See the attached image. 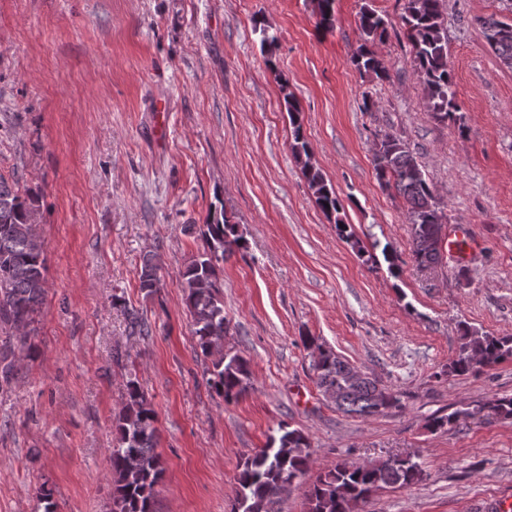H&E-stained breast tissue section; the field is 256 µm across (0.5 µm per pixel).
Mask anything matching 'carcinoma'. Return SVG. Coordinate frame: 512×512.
Returning <instances> with one entry per match:
<instances>
[{"label": "carcinoma", "mask_w": 512, "mask_h": 512, "mask_svg": "<svg viewBox=\"0 0 512 512\" xmlns=\"http://www.w3.org/2000/svg\"><path fill=\"white\" fill-rule=\"evenodd\" d=\"M444 0H406L402 21L412 47L414 72L423 85L425 108L437 120L446 121L460 111L453 90V73L448 64V39L444 33ZM334 0H315L319 24L331 28ZM486 44L512 68V21L493 16L480 20ZM361 44L352 57L355 68L379 80L390 78L383 58L374 50L387 36V22L364 5L359 17ZM283 102L293 126L294 155L313 192L316 203L328 215L340 210L336 191L312 157L302 134L301 110L288 82L281 81ZM372 162L381 188L393 189L407 206L411 226V255L421 269L443 262L444 209L423 166L408 143L394 133L377 138ZM205 247L194 255L182 272L185 302L192 317L193 335L201 354L212 358V382L217 392L230 401L248 388L249 361L238 353H224L229 321L224 316L220 262L224 255L241 247L236 225L229 223L224 209H214L199 228ZM35 224L32 199L22 192L19 180L0 174V324L15 331L0 340V358L15 354L29 336L28 327L45 293L46 248ZM159 267L154 258L144 260L140 288L151 295L159 287ZM462 340L459 353L448 364V373L465 375L495 366L512 358V337L495 336L459 323ZM129 328L134 335L148 336L151 326L133 310ZM304 346L316 350L313 361L316 384L322 393L341 397L336 409L368 418L401 408L400 399L373 377L357 385L347 384L350 364L318 343L314 336L302 337ZM128 400L115 415L119 446L112 449L113 512H153L155 488L164 468L155 453L156 414L135 382L127 383ZM489 411L512 418V397L491 400L464 413L474 416ZM311 443L303 431L278 424V436L248 455L237 478L231 512H277V504L292 482L310 470ZM424 479L421 463L411 455L399 456L358 467L344 461L308 484V512H356L360 502L384 486L410 487Z\"/></svg>", "instance_id": "obj_1"}]
</instances>
